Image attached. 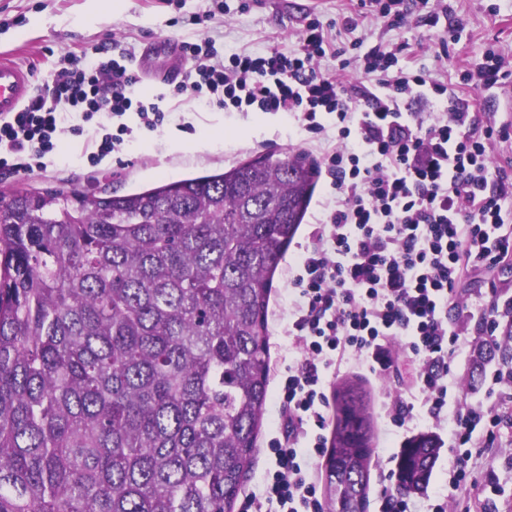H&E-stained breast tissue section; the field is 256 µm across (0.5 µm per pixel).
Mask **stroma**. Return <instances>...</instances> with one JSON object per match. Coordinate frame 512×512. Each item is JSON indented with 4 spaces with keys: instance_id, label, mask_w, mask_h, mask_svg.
<instances>
[{
    "instance_id": "obj_1",
    "label": "stroma",
    "mask_w": 512,
    "mask_h": 512,
    "mask_svg": "<svg viewBox=\"0 0 512 512\" xmlns=\"http://www.w3.org/2000/svg\"><path fill=\"white\" fill-rule=\"evenodd\" d=\"M229 13L214 12L212 0H126L121 13L105 15L95 23L86 22L88 0H0V54L12 55L21 64L34 68L37 79H44L66 53L81 54L101 45L118 43L134 52L132 68L139 82L135 95L160 100L167 117L154 131L140 126L134 112L122 119L103 116L110 128L127 124L133 130L130 148L89 165L87 157L96 138L94 124L83 122L74 112L65 116V131L60 135L58 153L42 160L41 169L30 175L0 173V188L25 185L39 190H102L131 192L157 183L227 170L260 154L282 158L306 154L321 159L328 147L323 137L301 130L279 112H226L207 107L197 98L183 95L167 97L165 78L173 72H186L188 58L177 52L145 53L147 43L175 37L185 41L208 36L225 53L261 54L275 46L284 51L296 48L307 16H317L324 33L336 47H349L363 40L365 47L378 44L392 48L420 43L425 47L416 64L436 80L456 85L461 71H478L490 57L500 58L509 76L498 85L471 91L476 112L492 113L497 122H512V106L505 91L512 87V0H429L409 23L400 29L389 28L381 19L363 14L356 0H248L240 9L239 0H227ZM447 5L438 24L428 21L430 11ZM213 11L205 26L191 24L194 14ZM216 133L222 140L211 150H177V140H190L200 133ZM328 198L323 185H316L305 218L280 260L273 280L267 322L269 331V393L256 438L257 452L251 469L243 479L242 498L259 492L273 466L268 442L278 436V385L281 375L292 364L297 352L286 333L288 313L294 294L290 280L297 262L310 242V233L322 218ZM512 305V261L475 269L460 285L450 319L467 316V342L451 364V375L460 379L461 396L470 403L484 397L487 377L494 362L474 369L473 362L484 338L480 321L484 312L498 316ZM327 395L335 397L343 382H359L368 397L372 427V446L379 461L370 469L367 512H382L380 490L395 487L392 476L400 453L396 443L401 429L391 425L382 410L384 393L392 378L371 374L355 363L342 365L340 372L328 373ZM495 400L504 423L498 445L468 463V480L476 488L472 512H512V390L497 392ZM235 503L233 512H243Z\"/></svg>"
}]
</instances>
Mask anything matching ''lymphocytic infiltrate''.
<instances>
[{
    "mask_svg": "<svg viewBox=\"0 0 512 512\" xmlns=\"http://www.w3.org/2000/svg\"><path fill=\"white\" fill-rule=\"evenodd\" d=\"M182 47L192 67L170 96L189 94L227 112H282L312 134L336 130L323 156L332 204L291 281L288 333L300 357L281 381L274 470L246 508L324 512L312 471L327 443L326 375L347 359L388 375L411 362L386 394L384 412L409 433L422 405L457 450L449 489L467 493L472 452L494 446L500 416L493 400L459 399L450 370L466 327L449 322L448 306L467 272L512 256V232L503 230L512 177L490 162L493 143L512 139V127L480 120L467 96L498 84L501 64L461 73L455 89L400 63L396 51L365 52L355 41L354 59L339 68L357 66L363 80L348 85L321 68L329 42L316 18L291 52L273 46L257 56H223L207 37ZM132 58L124 48L107 59L99 47L65 56L43 94L0 119V169L29 175L40 168L57 147L64 104L87 122L132 110L146 129L161 127L165 112L134 95ZM409 98L425 102L426 115L406 112Z\"/></svg>",
    "mask_w": 512,
    "mask_h": 512,
    "instance_id": "f902f5d3",
    "label": "lymphocytic infiltrate"
}]
</instances>
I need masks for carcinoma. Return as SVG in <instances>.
Wrapping results in <instances>:
<instances>
[{
    "label": "carcinoma",
    "mask_w": 512,
    "mask_h": 512,
    "mask_svg": "<svg viewBox=\"0 0 512 512\" xmlns=\"http://www.w3.org/2000/svg\"><path fill=\"white\" fill-rule=\"evenodd\" d=\"M315 160L119 195L0 190V512H233L268 397L266 311ZM363 397L336 391L332 512H366ZM440 450H403V492Z\"/></svg>",
    "instance_id": "carcinoma-1"
}]
</instances>
